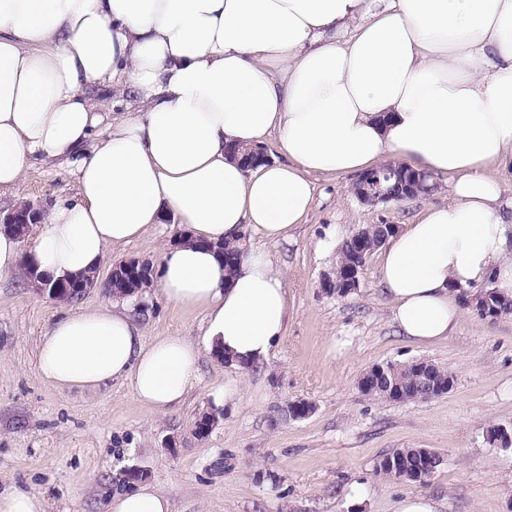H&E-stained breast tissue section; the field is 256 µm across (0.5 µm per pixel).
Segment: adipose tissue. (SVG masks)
Wrapping results in <instances>:
<instances>
[{"instance_id":"adipose-tissue-1","label":"adipose tissue","mask_w":512,"mask_h":512,"mask_svg":"<svg viewBox=\"0 0 512 512\" xmlns=\"http://www.w3.org/2000/svg\"><path fill=\"white\" fill-rule=\"evenodd\" d=\"M120 83L136 109L103 117L89 88ZM276 140L280 159L243 168L234 145ZM451 180L390 238L380 285L408 339L448 338L473 287L512 299V0H0V194L37 159L73 168L23 250L0 230V276L32 262L52 279L98 268L108 248L170 219L186 239L154 273L165 299L204 311L203 346L147 337L104 304L52 322L37 369L58 390L127 382L166 413L198 378L202 349L233 367L267 360L292 313L270 254L226 277L214 247L248 231L286 239L308 214L313 176L384 155ZM144 484L108 512H171Z\"/></svg>"}]
</instances>
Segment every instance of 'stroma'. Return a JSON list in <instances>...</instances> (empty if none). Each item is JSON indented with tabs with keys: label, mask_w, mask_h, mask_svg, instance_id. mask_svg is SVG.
Returning a JSON list of instances; mask_svg holds the SVG:
<instances>
[{
	"label": "stroma",
	"mask_w": 512,
	"mask_h": 512,
	"mask_svg": "<svg viewBox=\"0 0 512 512\" xmlns=\"http://www.w3.org/2000/svg\"><path fill=\"white\" fill-rule=\"evenodd\" d=\"M354 180L315 176L305 221L269 249L293 307L269 358L240 370L203 352L186 400L165 414L140 403L124 382L61 392L39 376L36 348L49 323L108 301L104 288L57 302L21 274L0 277V484L41 494L52 512H106L130 467L169 495L172 512H394L408 494L435 500L439 512H512V447L489 436L496 426L512 431V316L485 318L467 305L448 340L420 346L392 321L378 255L367 259L359 288L348 296L320 286L344 238L370 224L413 223L425 208L450 202L447 179L437 177L432 195L377 205L352 195ZM74 192L70 167L38 162L18 197L0 198V210L22 199L46 212ZM181 231L169 221L108 250L100 280L131 257L157 262ZM125 306L147 336L203 342V312L167 303L159 288ZM417 359L448 370L452 389L416 402L360 392L357 381L371 366ZM231 380L239 394L228 399L224 384ZM295 399L312 402L313 412L278 420L279 407ZM207 408L224 417L200 440L192 424ZM169 437L175 447H165ZM396 448H430L444 464L422 485L376 476V460ZM356 487L361 497H353Z\"/></svg>",
	"instance_id": "obj_1"
}]
</instances>
